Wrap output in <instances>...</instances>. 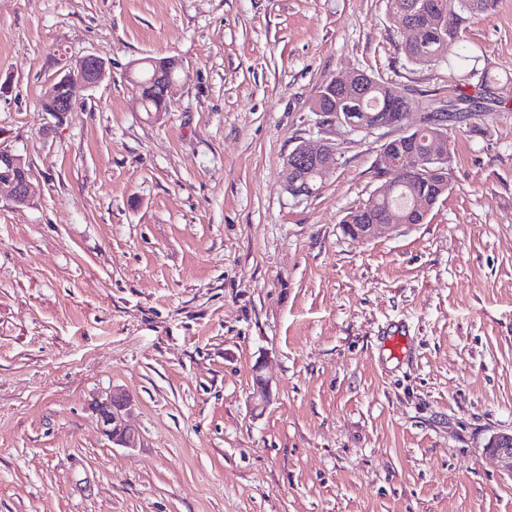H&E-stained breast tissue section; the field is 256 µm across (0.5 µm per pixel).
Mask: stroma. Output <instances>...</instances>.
I'll list each match as a JSON object with an SVG mask.
<instances>
[{"mask_svg": "<svg viewBox=\"0 0 512 512\" xmlns=\"http://www.w3.org/2000/svg\"><path fill=\"white\" fill-rule=\"evenodd\" d=\"M403 42L387 0H0V146L33 169L0 198V512H512L484 452L512 433V97L457 123L424 223L367 241L342 222L398 132L312 110L355 69L418 112L473 95ZM455 50L512 73V0ZM86 54L106 77L41 111ZM147 56L182 63L161 113ZM309 138L336 167L296 197ZM114 389L137 447L96 424ZM335 165L336 150L330 142L323 139L302 140L299 148L284 162L286 189L295 196L312 195L319 189L318 180L325 179ZM298 170H308L313 186L307 182L304 186H297L298 180H292L291 173Z\"/></svg>", "mask_w": 512, "mask_h": 512, "instance_id": "35a3bbf8", "label": "stroma"}]
</instances>
